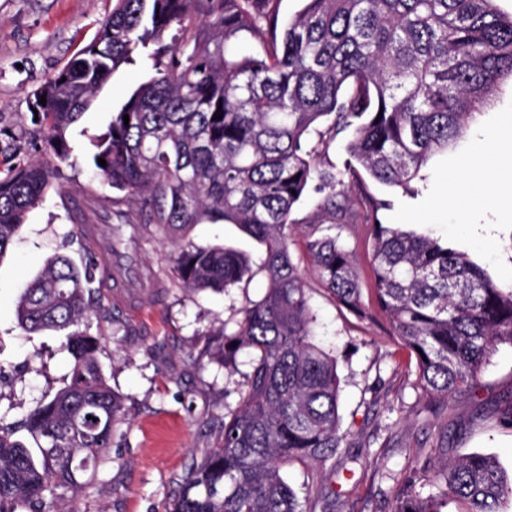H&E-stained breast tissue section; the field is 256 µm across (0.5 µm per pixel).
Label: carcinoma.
Masks as SVG:
<instances>
[{"mask_svg": "<svg viewBox=\"0 0 512 512\" xmlns=\"http://www.w3.org/2000/svg\"><path fill=\"white\" fill-rule=\"evenodd\" d=\"M96 39L32 94L53 159L72 157L68 130L122 64L154 75L95 142L103 185L136 223L177 239L173 269L190 291H226L260 273L267 291L224 321L225 369L242 351L250 370L237 403L224 405L219 436L178 483L167 512H309L283 478L295 461L321 464L348 447L337 360L314 340L307 276L292 258L295 205L309 188L339 222L309 224L311 273L358 318L383 314L414 366L417 387L450 399L471 386L497 348L512 345V282L499 284L464 254L425 234L378 222L360 171L412 191L429 159L459 142L477 111L512 80V16L493 0H303L278 23L279 0H114ZM46 99V104L39 103ZM129 115L124 124L123 115ZM221 119H215V116ZM352 131L349 159L325 166L308 136ZM56 165L28 162L0 177V257L43 201ZM358 188L365 212L348 195ZM108 247L140 240L125 213ZM233 224L265 245L258 265L224 244L190 237L197 224ZM368 229L372 287L362 288L342 234ZM95 263L44 261L17 302L27 334L64 331L68 381L8 421L0 412V512H54L110 464L121 400L102 369ZM441 483L444 489L435 492ZM512 474L471 453L436 466L414 460L393 512H504Z\"/></svg>", "mask_w": 512, "mask_h": 512, "instance_id": "1", "label": "carcinoma"}]
</instances>
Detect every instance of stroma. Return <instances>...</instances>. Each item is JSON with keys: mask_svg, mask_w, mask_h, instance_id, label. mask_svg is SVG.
Here are the masks:
<instances>
[{"mask_svg": "<svg viewBox=\"0 0 512 512\" xmlns=\"http://www.w3.org/2000/svg\"><path fill=\"white\" fill-rule=\"evenodd\" d=\"M113 0H0V171L48 158L39 122L28 110L32 91L62 68L95 37ZM146 73L124 65L97 91L92 106L67 137L74 148L61 165L42 205L31 211L15 246L0 259V404L22 414L43 395L63 385L70 358L59 350L62 333L26 335L18 326L16 302L23 285L45 258L84 255L72 237L76 216L112 236V189L93 177L90 153ZM512 147V83L504 82L469 126L463 140L435 154L412 183L413 193L367 182L369 194L389 201L379 210L384 224H403L449 243L494 281H512V209L496 199L512 184L494 181L495 199L460 217L459 207L440 202L441 180L483 147ZM199 242L225 243L260 261L263 248L230 224H199L190 233ZM174 247L149 239L129 251L127 265L150 276L137 310L101 298L103 313L92 334L104 336L99 359L112 388L124 397L112 465L99 470L94 486L74 503L77 512H165L193 461L214 442L224 407L235 404L240 371L230 373L213 356L219 343L213 329L246 299L267 287L255 276L246 287L224 293L191 292L174 277ZM317 343L338 361L342 379L340 413L350 446L335 466L293 463L284 473L306 497L312 512H392L394 498L415 458L433 455L439 437L449 457L489 453L512 470V347L500 346L477 381L451 400L429 404L414 387L381 314L356 319L320 288H312Z\"/></svg>", "mask_w": 512, "mask_h": 512, "instance_id": "obj_1", "label": "stroma"}]
</instances>
